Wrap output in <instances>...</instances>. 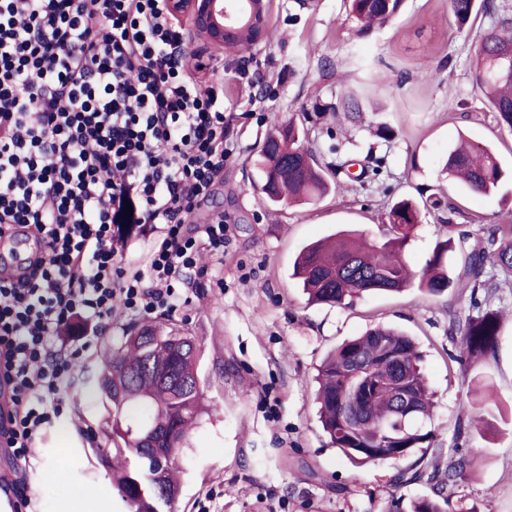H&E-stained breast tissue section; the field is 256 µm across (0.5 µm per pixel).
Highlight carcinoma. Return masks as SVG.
Here are the masks:
<instances>
[{"label":"carcinoma","instance_id":"1","mask_svg":"<svg viewBox=\"0 0 512 512\" xmlns=\"http://www.w3.org/2000/svg\"><path fill=\"white\" fill-rule=\"evenodd\" d=\"M349 15L361 29L394 16L403 0H346ZM449 11L463 27L478 7L489 12V0H448ZM512 66V44L495 31L483 33L474 81L498 124L512 129V77L501 72ZM303 130L293 120L275 116L256 165L262 173V192L267 201L301 205L324 197L331 183L317 164L300 171L293 155L313 153L303 145ZM448 176L473 193L499 188L504 171L487 146L460 138L448 153ZM419 209L410 198L395 202L387 214L388 234L375 242L363 231H339L326 240L302 249L293 264L311 301L332 307L351 305L362 295L381 291L399 293L413 285L431 295L445 293L453 284L444 256L454 244L456 224L441 221L440 234L431 257L419 272L409 269L404 249L418 223ZM494 260L512 273V224L492 228L486 246L471 250L457 274L458 283L471 289L470 302L476 313L454 319L452 334L460 335L455 360L471 364L495 351L500 334L499 312L481 307L478 290L492 287L483 279L486 262ZM194 337L173 327L146 325L124 334L118 345L105 347L97 373V388L107 413V437L112 453L99 456L112 470V480L127 512H173L182 487L181 451L199 422L204 398ZM404 366L418 407L410 415L399 414L397 388L393 385L395 363ZM421 353L415 340L395 329L377 325L349 338L318 368L319 388L315 396L319 422L330 444L358 465L386 460H406L421 455L399 472L397 481L425 480L432 495L410 502L409 512H451V502L473 460L456 448L442 460L435 436L418 425L434 407L433 394L421 372ZM494 405L479 402L470 426L480 429L494 416ZM149 421L155 431V449H144L140 428ZM166 466L163 485L153 478L157 458Z\"/></svg>","mask_w":512,"mask_h":512}]
</instances>
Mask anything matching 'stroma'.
<instances>
[{
    "instance_id": "stroma-1",
    "label": "stroma",
    "mask_w": 512,
    "mask_h": 512,
    "mask_svg": "<svg viewBox=\"0 0 512 512\" xmlns=\"http://www.w3.org/2000/svg\"><path fill=\"white\" fill-rule=\"evenodd\" d=\"M497 15L479 13L457 28L448 0H403L386 24L361 32L344 0H271L267 40L232 54L194 41L188 50L205 66L224 63V90L241 102L230 125L234 154L209 201L193 221L223 215L224 253L208 259L207 287L183 311L152 321L194 336L201 348L210 409L181 454L185 482L176 512H385L426 493L420 483L394 484L402 461L359 466L331 446L313 401L317 368L343 340L378 324L404 330L423 353L421 363L436 407L427 429L438 447L455 443L458 424L475 411L474 391L490 386L499 410L471 431L465 449L475 465L455 504L476 512H512V276L478 293L503 314L493 354L460 369L453 361L454 317L469 296L449 288L433 296L413 287L371 292L352 305L308 303L289 266L305 245L340 229L382 238L390 207L403 197L419 204V223L406 250L412 268L430 258L441 211L428 197L451 200L459 237L445 261L456 276L464 252L490 228L512 224V130L500 127L473 79L482 33L512 21V0H494ZM428 61L434 76L419 67ZM354 94L359 113L340 101ZM293 118L307 134L319 167L335 174V191L304 207L266 203L255 161L272 114ZM490 146L507 182L487 194L461 191L442 167L458 134ZM147 317L116 311L93 344L64 397L57 430L35 451L28 482L40 493L39 512H75L84 487L100 495L89 512H123L111 473L98 457L110 442L97 396L96 370L105 344ZM62 465L47 477L52 460Z\"/></svg>"
}]
</instances>
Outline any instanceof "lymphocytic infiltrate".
<instances>
[{"mask_svg":"<svg viewBox=\"0 0 512 512\" xmlns=\"http://www.w3.org/2000/svg\"><path fill=\"white\" fill-rule=\"evenodd\" d=\"M165 0H0V240L32 236L0 277V389L15 496L35 512L30 450L116 307L171 315L220 251L223 217L189 225L231 155L224 86L192 78ZM152 224L144 265L118 224Z\"/></svg>","mask_w":512,"mask_h":512,"instance_id":"f902f5d3","label":"lymphocytic infiltrate"}]
</instances>
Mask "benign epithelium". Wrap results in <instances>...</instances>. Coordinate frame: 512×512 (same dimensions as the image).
Returning <instances> with one entry per match:
<instances>
[{"label":"benign epithelium","mask_w":512,"mask_h":512,"mask_svg":"<svg viewBox=\"0 0 512 512\" xmlns=\"http://www.w3.org/2000/svg\"><path fill=\"white\" fill-rule=\"evenodd\" d=\"M166 7L214 47H236L244 31L253 44L266 35L269 0H166Z\"/></svg>","instance_id":"1"}]
</instances>
